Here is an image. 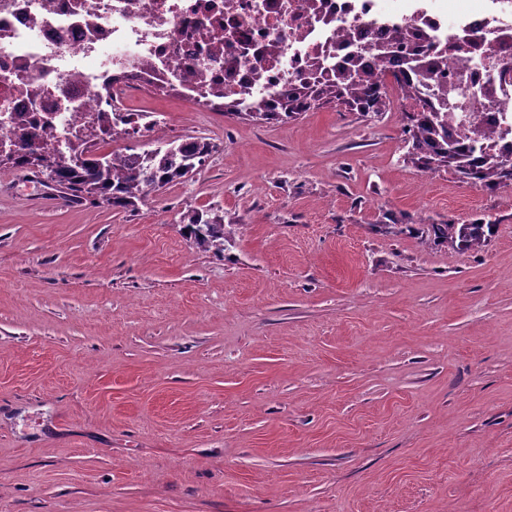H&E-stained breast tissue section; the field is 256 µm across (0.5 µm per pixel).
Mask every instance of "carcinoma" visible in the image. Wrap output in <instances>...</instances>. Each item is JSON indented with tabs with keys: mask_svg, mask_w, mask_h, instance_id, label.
<instances>
[{
	"mask_svg": "<svg viewBox=\"0 0 512 512\" xmlns=\"http://www.w3.org/2000/svg\"><path fill=\"white\" fill-rule=\"evenodd\" d=\"M339 102L362 113L382 112L386 103L376 97L362 69L348 70L336 82L308 86L300 96L282 94L277 104L267 101L224 107L228 115H244L259 123L287 120L323 104ZM404 133L410 144L408 156L422 172L451 170L463 182L488 190L512 183V146L490 153L479 142L493 137L489 129L472 130L471 142L460 143L448 131V115L435 110L403 113ZM18 148L12 150L11 165L31 170L48 161L41 174L61 197L90 199L101 206L132 210L164 186L193 173L216 146L203 137L156 140L158 146L143 152L100 151L94 137L71 151L42 144L43 135L21 125L14 133ZM193 244L217 255L235 247L233 231L224 228V217L208 209H189L181 220ZM497 221L477 219L469 224H431L427 236L460 251L480 250Z\"/></svg>",
	"mask_w": 512,
	"mask_h": 512,
	"instance_id": "carcinoma-1",
	"label": "carcinoma"
}]
</instances>
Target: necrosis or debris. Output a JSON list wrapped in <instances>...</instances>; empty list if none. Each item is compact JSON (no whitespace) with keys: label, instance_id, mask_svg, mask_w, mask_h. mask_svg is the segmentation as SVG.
Wrapping results in <instances>:
<instances>
[{"label":"necrosis or debris","instance_id":"obj_1","mask_svg":"<svg viewBox=\"0 0 512 512\" xmlns=\"http://www.w3.org/2000/svg\"><path fill=\"white\" fill-rule=\"evenodd\" d=\"M356 65L381 98L414 85L407 110L447 99L455 138L512 144V0H0V146L20 119L63 149L115 115L154 136L156 114L127 107L142 93L212 112Z\"/></svg>","mask_w":512,"mask_h":512}]
</instances>
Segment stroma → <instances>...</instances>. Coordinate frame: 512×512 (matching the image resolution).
<instances>
[{
	"label": "stroma",
	"instance_id": "obj_1",
	"mask_svg": "<svg viewBox=\"0 0 512 512\" xmlns=\"http://www.w3.org/2000/svg\"><path fill=\"white\" fill-rule=\"evenodd\" d=\"M129 106L218 152L125 211L0 167V512H512V184L418 171L391 110ZM185 235L203 251L224 256L235 247L233 231L224 228V217L208 209H189L181 220ZM496 220L477 219L470 224H429L427 237L441 244H448L460 251L480 250L490 233L493 232Z\"/></svg>",
	"mask_w": 512,
	"mask_h": 512
}]
</instances>
